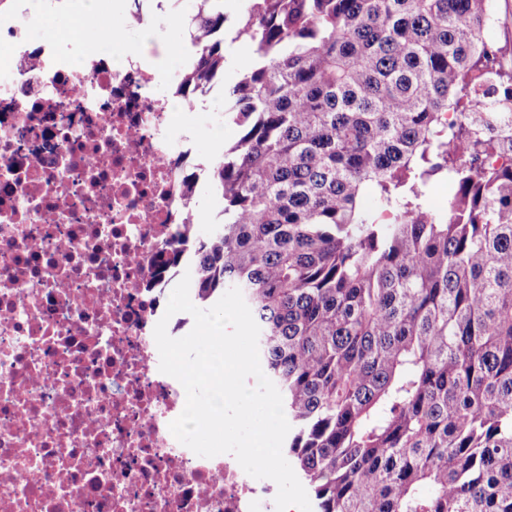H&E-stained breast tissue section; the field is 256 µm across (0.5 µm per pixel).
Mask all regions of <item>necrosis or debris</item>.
Instances as JSON below:
<instances>
[{"mask_svg":"<svg viewBox=\"0 0 512 512\" xmlns=\"http://www.w3.org/2000/svg\"><path fill=\"white\" fill-rule=\"evenodd\" d=\"M19 0L0 14V512H276L233 455L171 433L154 260L202 183L157 74Z\"/></svg>","mask_w":512,"mask_h":512,"instance_id":"1","label":"necrosis or debris"}]
</instances>
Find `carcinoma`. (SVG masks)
Instances as JSON below:
<instances>
[{
  "label": "carcinoma",
  "mask_w": 512,
  "mask_h": 512,
  "mask_svg": "<svg viewBox=\"0 0 512 512\" xmlns=\"http://www.w3.org/2000/svg\"><path fill=\"white\" fill-rule=\"evenodd\" d=\"M494 0H250L253 67L224 112L209 235L180 224L203 307L260 327L319 512H512V74ZM224 2L197 0L188 79L224 73ZM455 182L431 208L438 178ZM372 205H362L366 188Z\"/></svg>",
  "instance_id": "1"
}]
</instances>
